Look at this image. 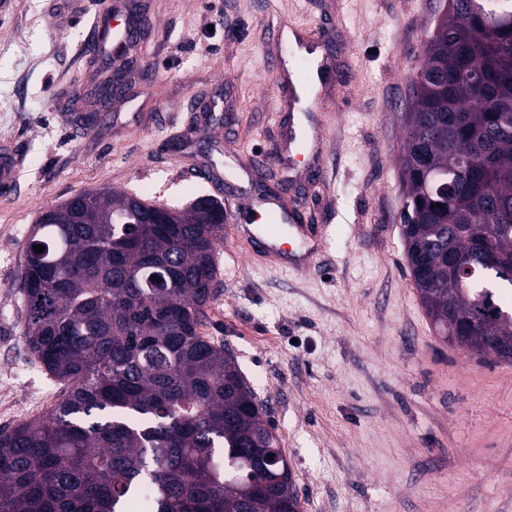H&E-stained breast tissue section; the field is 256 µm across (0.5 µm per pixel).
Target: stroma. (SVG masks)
<instances>
[{
  "mask_svg": "<svg viewBox=\"0 0 512 512\" xmlns=\"http://www.w3.org/2000/svg\"><path fill=\"white\" fill-rule=\"evenodd\" d=\"M133 2L155 23L126 43V89L103 105L113 69L79 48L94 18L129 11L0 0V163L14 170L0 192V428L62 390L22 340L17 281L42 213L86 190L227 204L269 171L323 238L305 266L281 270L225 230L204 330L266 405L302 512H512V364L437 335L400 235L411 80L448 0ZM269 18L312 35L333 69L300 155L286 153L288 75L267 63L301 60L271 41Z\"/></svg>",
  "mask_w": 512,
  "mask_h": 512,
  "instance_id": "obj_1",
  "label": "stroma"
}]
</instances>
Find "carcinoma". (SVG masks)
Listing matches in <instances>:
<instances>
[{
	"mask_svg": "<svg viewBox=\"0 0 512 512\" xmlns=\"http://www.w3.org/2000/svg\"><path fill=\"white\" fill-rule=\"evenodd\" d=\"M454 2L414 80L402 237L439 335L511 363L512 0ZM85 196L100 223L59 207L28 237L24 341L67 390L0 428V512H299L275 427L200 332L218 292L222 202L138 224L130 196Z\"/></svg>",
	"mask_w": 512,
	"mask_h": 512,
	"instance_id": "obj_1",
	"label": "carcinoma"
}]
</instances>
